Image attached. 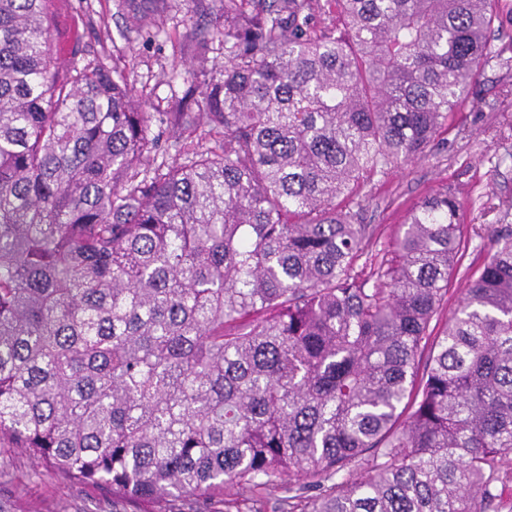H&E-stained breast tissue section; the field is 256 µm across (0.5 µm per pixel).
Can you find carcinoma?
<instances>
[{"label":"carcinoma","instance_id":"1","mask_svg":"<svg viewBox=\"0 0 512 512\" xmlns=\"http://www.w3.org/2000/svg\"><path fill=\"white\" fill-rule=\"evenodd\" d=\"M213 2L170 164L126 72L59 67L51 0H0V447L132 502L230 484L231 512L288 477L302 512H503L512 224L471 225L486 256L436 333L455 193L379 261L359 222L486 65L512 83L502 0Z\"/></svg>","mask_w":512,"mask_h":512}]
</instances>
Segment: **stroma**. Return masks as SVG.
<instances>
[{
    "mask_svg": "<svg viewBox=\"0 0 512 512\" xmlns=\"http://www.w3.org/2000/svg\"><path fill=\"white\" fill-rule=\"evenodd\" d=\"M52 47L68 63L73 46L104 57L107 66L128 70L141 101L153 116L151 133L167 160H175L172 132L161 123L185 89L182 76L193 63L190 32L208 26V12L182 4L161 9L142 0H53ZM453 189L466 223H497L499 203L512 202V92L495 65L484 67L469 93L457 129L438 137L431 154L361 190L363 223L374 225L386 243L407 210L441 187ZM0 512H139L101 487L70 480L51 461L18 448L0 447Z\"/></svg>",
    "mask_w": 512,
    "mask_h": 512,
    "instance_id": "1",
    "label": "stroma"
}]
</instances>
